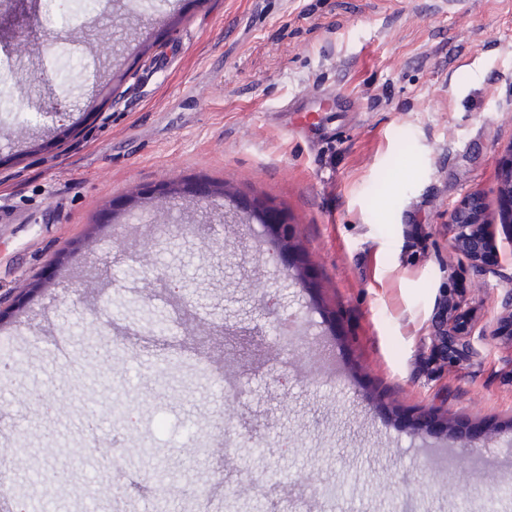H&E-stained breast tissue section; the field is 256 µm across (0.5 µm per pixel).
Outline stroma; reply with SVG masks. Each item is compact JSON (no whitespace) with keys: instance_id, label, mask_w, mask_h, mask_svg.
<instances>
[{"instance_id":"1","label":"stroma","mask_w":512,"mask_h":512,"mask_svg":"<svg viewBox=\"0 0 512 512\" xmlns=\"http://www.w3.org/2000/svg\"><path fill=\"white\" fill-rule=\"evenodd\" d=\"M0 78V512L50 463V512H512V339L480 333L512 311V233L489 273L447 227L496 202L512 0H41L0 27ZM339 89L355 109H283ZM181 180L284 209L305 276L222 199L111 223ZM461 308V304L453 299H445L442 303L441 320L439 326V336L442 348L445 353L457 352L459 349L467 347L466 341L459 336L456 327V312Z\"/></svg>"}]
</instances>
